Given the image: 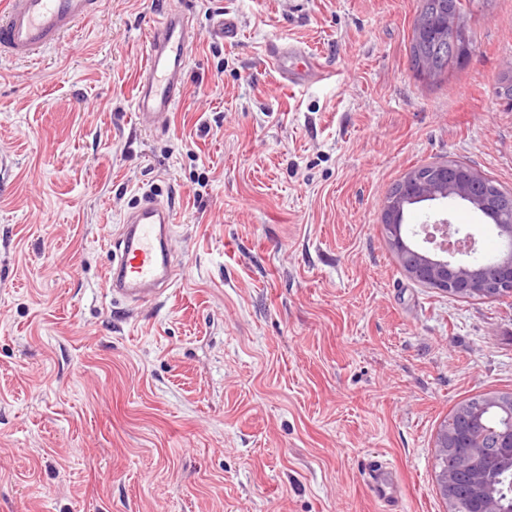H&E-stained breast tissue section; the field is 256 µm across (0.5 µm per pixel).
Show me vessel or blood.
I'll return each instance as SVG.
<instances>
[{
  "label": "vessel or blood",
  "mask_w": 512,
  "mask_h": 512,
  "mask_svg": "<svg viewBox=\"0 0 512 512\" xmlns=\"http://www.w3.org/2000/svg\"><path fill=\"white\" fill-rule=\"evenodd\" d=\"M100 0H0V57L39 62L44 53L75 36L98 9ZM199 39L192 18L170 5L152 29L144 63L135 84L138 119L165 127L181 102L189 54ZM268 62L284 83L305 87L329 77L328 69L302 43L278 40L267 48ZM174 207L153 199L140 201L125 218L121 241L106 272L113 296L146 300L165 296L178 280L168 239ZM369 477L384 512H400L391 495L392 474L378 459L368 464Z\"/></svg>",
  "instance_id": "1"
}]
</instances>
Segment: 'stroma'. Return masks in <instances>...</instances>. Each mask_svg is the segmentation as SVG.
I'll return each mask as SVG.
<instances>
[{
	"mask_svg": "<svg viewBox=\"0 0 512 512\" xmlns=\"http://www.w3.org/2000/svg\"><path fill=\"white\" fill-rule=\"evenodd\" d=\"M185 3L200 39L163 130L134 94L165 0H104L44 61L0 59V512H381L374 457L404 512H445L436 437L512 393V296L416 282L382 204L429 162L512 190V0L464 11L472 52L430 81L421 0ZM277 38L332 78L285 85ZM149 194L184 270L118 301L105 272Z\"/></svg>",
	"mask_w": 512,
	"mask_h": 512,
	"instance_id": "1",
	"label": "stroma"
}]
</instances>
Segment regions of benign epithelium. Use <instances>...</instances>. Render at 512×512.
<instances>
[{"label": "benign epithelium", "mask_w": 512, "mask_h": 512, "mask_svg": "<svg viewBox=\"0 0 512 512\" xmlns=\"http://www.w3.org/2000/svg\"><path fill=\"white\" fill-rule=\"evenodd\" d=\"M460 17L459 12L445 17L438 30L448 48L453 52L463 51L465 60L470 50L465 48L466 26ZM482 181L480 174L458 163L422 166L403 178L398 196L384 201L383 223L388 241L414 280L459 298L496 299L512 293V195L500 189L492 190L489 197L479 195L475 188ZM416 201H437L448 208L458 203L471 206L492 221L505 242V249L491 261L475 264L469 252L460 246L438 249L409 246L402 236L404 203ZM487 406L506 411L508 426L495 432L493 447L498 452L480 459L465 449L485 445L488 433L475 430L472 422ZM436 447L451 457L450 467L441 471L437 482L447 512H459L462 486L472 502V512H502L500 500L486 490L484 478L492 468L505 466L512 470V394L491 395L472 405L460 406L451 427L437 436Z\"/></svg>", "instance_id": "1"}]
</instances>
